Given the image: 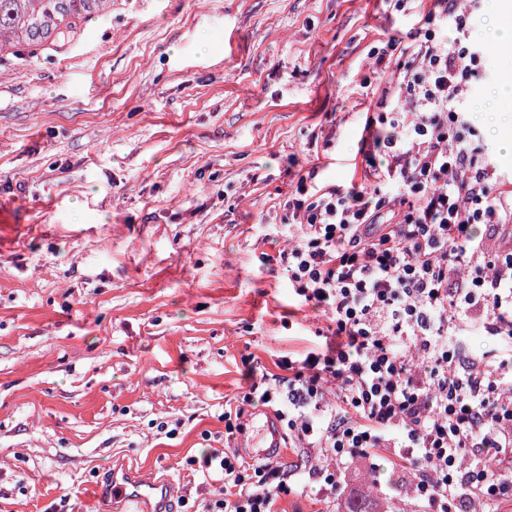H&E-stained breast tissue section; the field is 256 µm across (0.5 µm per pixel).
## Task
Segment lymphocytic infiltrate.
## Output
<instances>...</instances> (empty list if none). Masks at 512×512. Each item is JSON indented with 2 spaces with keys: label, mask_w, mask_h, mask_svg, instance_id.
Here are the masks:
<instances>
[{
  "label": "lymphocytic infiltrate",
  "mask_w": 512,
  "mask_h": 512,
  "mask_svg": "<svg viewBox=\"0 0 512 512\" xmlns=\"http://www.w3.org/2000/svg\"><path fill=\"white\" fill-rule=\"evenodd\" d=\"M437 7L418 37L375 56L397 80L363 128L368 190L298 186L282 204L288 227H268V241L289 243L279 257L296 295L333 326L317 347L282 357V376L252 379L225 405L224 439L262 406L304 465L251 467L212 449L199 469L223 474L224 496L209 512H278L309 479L335 503L341 468L380 452L417 471L411 494L426 512L473 501L497 512L505 487L488 471L512 461V357L459 369L457 327L512 335V189L473 145L463 109L490 51L469 35L470 7Z\"/></svg>",
  "instance_id": "1"
}]
</instances>
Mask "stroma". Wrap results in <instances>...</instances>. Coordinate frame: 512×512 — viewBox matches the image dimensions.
Returning a JSON list of instances; mask_svg holds the SVG:
<instances>
[{"instance_id":"1","label":"stroma","mask_w":512,"mask_h":512,"mask_svg":"<svg viewBox=\"0 0 512 512\" xmlns=\"http://www.w3.org/2000/svg\"><path fill=\"white\" fill-rule=\"evenodd\" d=\"M434 0H112L74 38L0 60V512H140L113 467L174 512L223 497L191 459L224 404L329 319L299 302L270 224L309 171L360 184L371 50ZM413 471L355 458L421 512ZM166 494V490L159 483L146 481L127 470L112 469V474L105 486L104 493L112 496V501L123 500L142 503L151 497Z\"/></svg>"}]
</instances>
